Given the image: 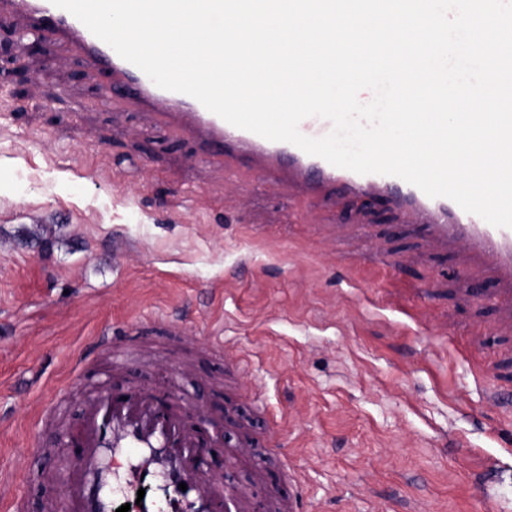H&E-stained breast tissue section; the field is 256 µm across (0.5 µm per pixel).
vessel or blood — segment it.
Masks as SVG:
<instances>
[{
    "mask_svg": "<svg viewBox=\"0 0 512 512\" xmlns=\"http://www.w3.org/2000/svg\"><path fill=\"white\" fill-rule=\"evenodd\" d=\"M10 8L31 17L42 37L66 41L75 53L96 65L108 102L150 109L158 121L196 139L203 158L218 163L230 158L268 179H292L314 192L341 184L353 194L383 198L394 210L419 221L430 242L440 248L461 237L468 239L471 259L483 264L497 284L500 324L512 327V228L493 226L449 198L428 197L399 177L361 175L291 143L236 128L195 98L158 88L51 0H11ZM138 333V328L129 327L99 337L98 346L112 352V375L119 384L87 396L78 422L63 429V437L72 441L78 454L70 468L64 507L52 503L47 512H112L109 478L120 458L126 461L123 479L128 487L150 481L166 486L168 512H213L219 504L226 512H303L304 487L296 475L288 477L287 494L262 503L251 487L231 479L235 468L248 464L253 435L244 430L238 438L224 440L219 417L210 419L215 429L212 445L224 448L226 473L221 476L198 469L199 432L186 420L182 406L161 403L151 390L127 380L132 361L127 348Z\"/></svg>",
    "mask_w": 512,
    "mask_h": 512,
    "instance_id": "obj_1",
    "label": "vessel or blood"
}]
</instances>
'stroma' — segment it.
I'll list each match as a JSON object with an SVG mask.
<instances>
[{
	"label": "stroma",
	"mask_w": 512,
	"mask_h": 512,
	"mask_svg": "<svg viewBox=\"0 0 512 512\" xmlns=\"http://www.w3.org/2000/svg\"><path fill=\"white\" fill-rule=\"evenodd\" d=\"M0 7V512H41L80 355L106 329L142 338L130 380L176 369L179 402L260 425L235 480L295 470L305 512H512V330L466 241L432 248L385 202L309 192L199 160L151 111L110 106L61 40ZM192 360L194 374L180 372Z\"/></svg>",
	"instance_id": "35a3bbf8"
}]
</instances>
